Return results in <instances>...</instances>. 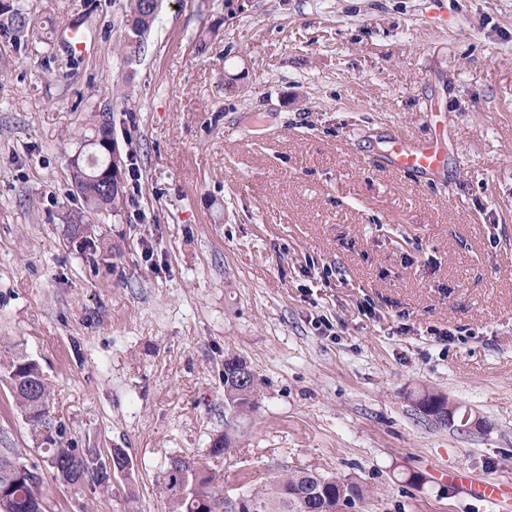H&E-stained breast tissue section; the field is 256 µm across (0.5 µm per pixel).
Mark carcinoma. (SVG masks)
<instances>
[{
    "label": "carcinoma",
    "instance_id": "1",
    "mask_svg": "<svg viewBox=\"0 0 512 512\" xmlns=\"http://www.w3.org/2000/svg\"><path fill=\"white\" fill-rule=\"evenodd\" d=\"M7 15L8 28L21 37L28 28L27 18L20 9L10 5L0 9ZM151 23H142L133 17L127 34L126 50L138 53L142 48L144 32ZM112 111L109 104L94 110L89 131L79 135L80 149L70 160L73 184L77 187L84 208L70 212L66 223L71 225L74 237L83 233L85 212L110 211L117 207L122 189L109 188L98 179L109 166V154L104 141L111 137L101 123L103 113ZM245 360L241 357L224 359V411L235 426L254 410L253 387L255 377L248 373V380L239 383L235 376ZM9 379L16 405L36 433H45L41 449L42 458L56 456L61 464L71 466L66 483L97 492L108 480L105 460L94 458L86 463L74 462L75 456L88 455L82 448L60 447L51 434L47 415L50 412L51 391L39 365L24 357H18L9 365ZM20 462L12 455L0 454V512H50L51 506L44 492H33L22 480ZM161 489L174 502L176 512H328L344 504L355 505L362 490L355 484L337 476L321 475L309 471L285 472L269 481L259 491L246 488L237 494H226L216 483V475L208 468L189 458L172 456L161 470Z\"/></svg>",
    "mask_w": 512,
    "mask_h": 512
}]
</instances>
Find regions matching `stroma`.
Here are the masks:
<instances>
[{
	"instance_id": "1",
	"label": "stroma",
	"mask_w": 512,
	"mask_h": 512,
	"mask_svg": "<svg viewBox=\"0 0 512 512\" xmlns=\"http://www.w3.org/2000/svg\"><path fill=\"white\" fill-rule=\"evenodd\" d=\"M14 3L35 34L0 32V452L40 460L23 356L64 439L133 462L94 494L42 468L51 512H172L178 455L231 492L313 471L361 487L349 512H499L448 472L512 486V0H160L130 58V0ZM107 102L134 176L88 216L95 250L68 157ZM399 133L446 168L377 171ZM233 356L255 409L216 459ZM427 391L480 427L422 415ZM38 371L39 375L35 377ZM8 372L16 405L24 413L34 433L50 429L47 415L50 412L51 391L39 365L18 357L10 363Z\"/></svg>"
}]
</instances>
